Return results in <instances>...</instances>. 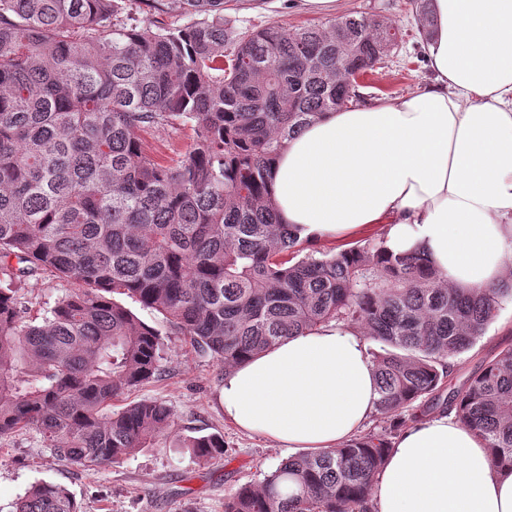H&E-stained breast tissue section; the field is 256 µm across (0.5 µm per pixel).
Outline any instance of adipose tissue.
Masks as SVG:
<instances>
[{"instance_id":"ef3b65f1","label":"adipose tissue","mask_w":512,"mask_h":512,"mask_svg":"<svg viewBox=\"0 0 512 512\" xmlns=\"http://www.w3.org/2000/svg\"><path fill=\"white\" fill-rule=\"evenodd\" d=\"M433 80L328 112L272 169L281 223L310 243L376 224L392 253L421 250L450 284L497 285L512 241V0H431ZM224 415L288 449L334 448L376 409L356 328L283 339L224 378ZM374 512H512V475L455 411L406 428L373 485Z\"/></svg>"}]
</instances>
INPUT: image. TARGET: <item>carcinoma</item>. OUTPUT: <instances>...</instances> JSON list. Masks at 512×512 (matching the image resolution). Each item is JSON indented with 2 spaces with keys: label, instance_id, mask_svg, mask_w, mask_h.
<instances>
[{
  "label": "carcinoma",
  "instance_id": "obj_1",
  "mask_svg": "<svg viewBox=\"0 0 512 512\" xmlns=\"http://www.w3.org/2000/svg\"><path fill=\"white\" fill-rule=\"evenodd\" d=\"M183 24L159 25L131 0H0V439L34 429L78 468L119 465L174 427L158 401L113 408L157 378L162 339L116 296L164 315L225 371L278 340L332 322L383 344L374 361L382 414L415 402L456 409L512 469V348L442 399L451 361L512 298L458 288L425 254L387 253L383 237L305 253L269 189L285 142L360 100L357 79L399 30L365 12L322 25L239 27L224 0H178ZM430 35V0H410ZM188 126L170 161L137 132ZM65 281L50 315L20 291ZM368 432L301 453L224 499V512H371V485L393 447ZM199 462L217 434L178 439ZM15 512H80L41 482Z\"/></svg>",
  "mask_w": 512,
  "mask_h": 512
}]
</instances>
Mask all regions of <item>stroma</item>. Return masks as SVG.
<instances>
[{
  "label": "stroma",
  "instance_id": "stroma-1",
  "mask_svg": "<svg viewBox=\"0 0 512 512\" xmlns=\"http://www.w3.org/2000/svg\"><path fill=\"white\" fill-rule=\"evenodd\" d=\"M341 13L381 15L401 31L399 46L361 85L362 102L403 95L429 83L432 73L409 0H341ZM224 13L237 25L275 22L300 28L327 21L322 12L303 7L301 0H227ZM189 127L140 131L144 149L170 158L191 143ZM129 309L159 331L163 342L158 380L125 394L128 402L160 400L177 415L173 433L156 439L123 464L83 470L72 466L34 430L0 440V512L35 483L65 486L81 512H224V499L240 486L258 482L289 453L269 438L241 432L224 416L221 394L224 369L211 356L195 350L177 335L157 311L129 302ZM512 347V302L506 303L486 334L453 361L447 386L457 389L489 357ZM218 434L224 454L207 463L179 456L178 435Z\"/></svg>",
  "mask_w": 512,
  "mask_h": 512
}]
</instances>
